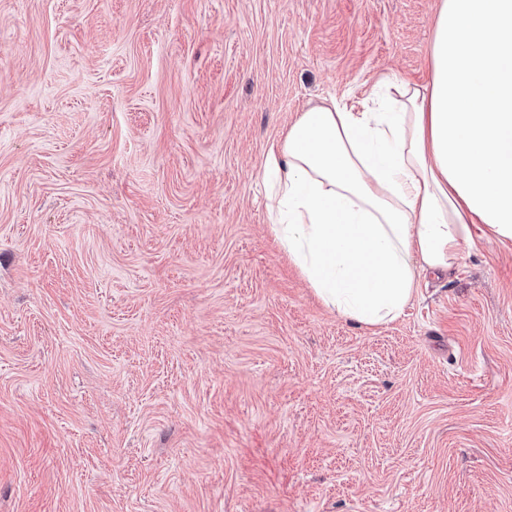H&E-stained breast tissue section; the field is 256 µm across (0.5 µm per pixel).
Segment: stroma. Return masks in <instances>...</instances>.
<instances>
[{
  "mask_svg": "<svg viewBox=\"0 0 512 512\" xmlns=\"http://www.w3.org/2000/svg\"><path fill=\"white\" fill-rule=\"evenodd\" d=\"M441 4L0 0V512H512V240L366 327L269 227Z\"/></svg>",
  "mask_w": 512,
  "mask_h": 512,
  "instance_id": "obj_1",
  "label": "stroma"
}]
</instances>
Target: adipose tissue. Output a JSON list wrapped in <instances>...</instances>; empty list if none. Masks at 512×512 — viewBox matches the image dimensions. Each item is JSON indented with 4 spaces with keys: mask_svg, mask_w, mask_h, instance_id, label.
<instances>
[{
    "mask_svg": "<svg viewBox=\"0 0 512 512\" xmlns=\"http://www.w3.org/2000/svg\"><path fill=\"white\" fill-rule=\"evenodd\" d=\"M431 80L398 108L301 113L265 158L270 228L322 304L375 327L473 225L512 240V0H443Z\"/></svg>",
    "mask_w": 512,
    "mask_h": 512,
    "instance_id": "obj_1",
    "label": "adipose tissue"
}]
</instances>
